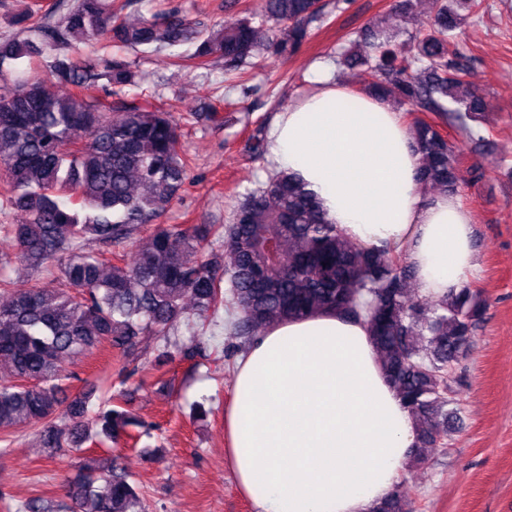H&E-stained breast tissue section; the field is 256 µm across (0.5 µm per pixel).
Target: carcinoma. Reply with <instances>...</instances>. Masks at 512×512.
Segmentation results:
<instances>
[{
	"label": "carcinoma",
	"instance_id": "1",
	"mask_svg": "<svg viewBox=\"0 0 512 512\" xmlns=\"http://www.w3.org/2000/svg\"><path fill=\"white\" fill-rule=\"evenodd\" d=\"M456 5L475 13L480 2L433 0L429 27L391 35L366 28L353 39L363 52L336 59L340 69L371 74L365 91L425 113L407 128L420 190L453 195L462 178L442 125L475 137L488 107L467 80ZM325 8L322 0H262L264 23L215 25L175 6L131 21L114 0H73L55 21V3L16 18L20 31L0 41V204L24 221L0 228L18 259L50 279L0 302V363L15 378L0 385L1 434L31 425L53 458L141 426L110 399L91 417V394L67 399L66 361L107 343L136 363L139 336H165L191 312L206 319L227 295L241 313L230 335L247 344L271 325L322 310L366 320L385 378L417 425L411 458L445 444L457 417L456 369L486 308L482 289L465 284L447 296L409 298L408 248L349 237L304 183L282 171L247 193L229 224L157 223L192 166L178 122L150 96L129 92L140 80L132 62L86 51L106 42L142 58L165 55L197 68L221 60L237 71L263 44L292 56ZM46 53L52 64L27 79L25 91L3 78L5 68ZM216 236L222 248L211 249ZM65 497L55 505L32 499L26 512H143L135 481L112 455L79 469ZM371 512H409L408 499L397 485Z\"/></svg>",
	"mask_w": 512,
	"mask_h": 512
}]
</instances>
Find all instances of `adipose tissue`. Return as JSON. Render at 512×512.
<instances>
[{
	"mask_svg": "<svg viewBox=\"0 0 512 512\" xmlns=\"http://www.w3.org/2000/svg\"><path fill=\"white\" fill-rule=\"evenodd\" d=\"M331 79L268 132L270 163L294 173L328 218L362 242L409 246L424 293L475 270L472 218L450 195L424 200L418 157L391 106ZM225 454L256 512H371L390 495L416 425L386 381L366 324L326 310L264 330L240 360Z\"/></svg>",
	"mask_w": 512,
	"mask_h": 512,
	"instance_id": "ef3b65f1",
	"label": "adipose tissue"
}]
</instances>
